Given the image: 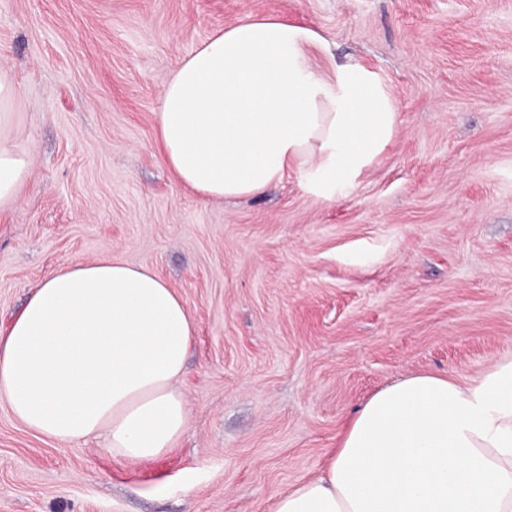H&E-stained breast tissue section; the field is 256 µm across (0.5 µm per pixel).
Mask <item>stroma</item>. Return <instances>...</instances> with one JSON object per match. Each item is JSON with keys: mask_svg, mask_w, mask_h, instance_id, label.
Returning a JSON list of instances; mask_svg holds the SVG:
<instances>
[{"mask_svg": "<svg viewBox=\"0 0 512 512\" xmlns=\"http://www.w3.org/2000/svg\"><path fill=\"white\" fill-rule=\"evenodd\" d=\"M276 16L313 67L375 72L383 159L325 201L293 173L215 201L157 158L161 92L214 32ZM30 175L0 214V329L57 266L150 268L195 326L188 426L161 458L29 431L0 402V512H275L357 409L512 354V0H0Z\"/></svg>", "mask_w": 512, "mask_h": 512, "instance_id": "35a3bbf8", "label": "stroma"}]
</instances>
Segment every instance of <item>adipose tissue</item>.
Masks as SVG:
<instances>
[{
    "mask_svg": "<svg viewBox=\"0 0 512 512\" xmlns=\"http://www.w3.org/2000/svg\"><path fill=\"white\" fill-rule=\"evenodd\" d=\"M322 44L310 28L265 16L216 31L162 91L164 165L223 201L291 170L328 201L357 182L394 139L398 109L361 65L316 72L310 53ZM19 102L0 69V212L28 179ZM194 332L151 269L110 257L65 263L0 330V402L45 437L101 440L118 462L157 459L187 428L177 382ZM275 512H512V355L471 379L418 374L379 389L322 474L279 495Z\"/></svg>",
    "mask_w": 512,
    "mask_h": 512,
    "instance_id": "1",
    "label": "adipose tissue"
}]
</instances>
